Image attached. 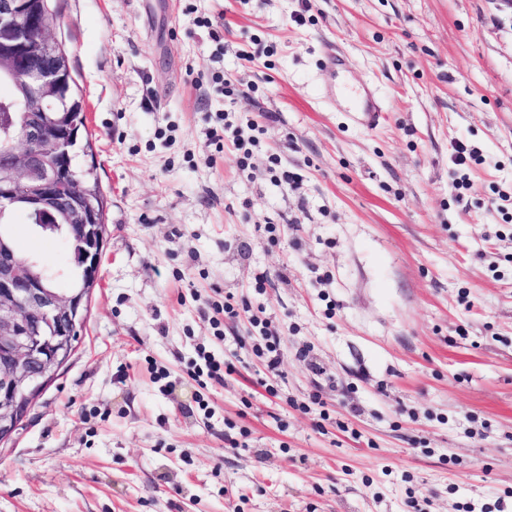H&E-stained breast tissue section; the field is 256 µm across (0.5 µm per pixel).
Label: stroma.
Masks as SVG:
<instances>
[{
	"instance_id": "35a3bbf8",
	"label": "stroma",
	"mask_w": 512,
	"mask_h": 512,
	"mask_svg": "<svg viewBox=\"0 0 512 512\" xmlns=\"http://www.w3.org/2000/svg\"><path fill=\"white\" fill-rule=\"evenodd\" d=\"M49 7L87 109L93 152L74 165L97 168L107 232L87 333L0 446V512H512V6ZM328 43L377 86V128L324 98ZM251 120L243 162L232 131ZM459 142L479 152L464 172ZM12 230L67 281L70 243L20 214ZM217 290L246 306L220 340L199 311ZM254 318L279 335L276 398ZM202 347L236 373L198 385ZM316 393L329 420L286 405Z\"/></svg>"
}]
</instances>
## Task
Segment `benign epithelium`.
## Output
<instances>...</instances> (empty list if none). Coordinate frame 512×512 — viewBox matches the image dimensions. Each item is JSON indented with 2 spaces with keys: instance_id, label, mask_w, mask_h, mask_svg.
<instances>
[{
  "instance_id": "obj_1",
  "label": "benign epithelium",
  "mask_w": 512,
  "mask_h": 512,
  "mask_svg": "<svg viewBox=\"0 0 512 512\" xmlns=\"http://www.w3.org/2000/svg\"><path fill=\"white\" fill-rule=\"evenodd\" d=\"M0 73L22 77L20 107L0 105V213L22 201L44 228L62 220L84 244L85 282L100 285L104 237L92 192L71 169L86 125L71 94L68 59L53 33L46 0H0ZM85 290L59 291L44 271L18 262L0 237V445L10 441L36 399L73 355Z\"/></svg>"
}]
</instances>
